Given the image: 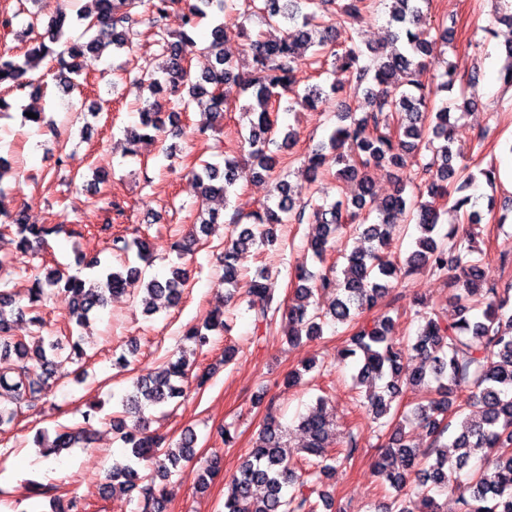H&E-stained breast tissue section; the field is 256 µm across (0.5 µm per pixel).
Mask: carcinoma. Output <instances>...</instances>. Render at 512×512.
Here are the masks:
<instances>
[{"instance_id":"1","label":"carcinoma","mask_w":512,"mask_h":512,"mask_svg":"<svg viewBox=\"0 0 512 512\" xmlns=\"http://www.w3.org/2000/svg\"><path fill=\"white\" fill-rule=\"evenodd\" d=\"M80 4L75 14L62 5L49 19L41 10L22 7L28 16L24 33H32L47 24V34L39 35L18 55L0 54V86L30 89V95L43 93V83L29 77L39 63L55 62V80L67 92L80 87V59L110 47L129 49L147 27L160 54L153 69H145L132 83L147 86L152 101L140 108L139 133L126 130L130 155L137 154L139 142L154 135L178 137L180 113L191 102L203 109L206 122L200 133L224 119L226 89L235 87L246 95L240 106L248 118V146L251 160L248 174L269 180L277 193L275 205H263L253 213V223L239 228L233 222L232 236L219 256L222 274L219 283L229 297L243 291L252 314L255 340L268 332L277 316L287 322L286 340L295 347L304 340L323 335L326 324L351 327L349 344L340 359L358 358L359 383H369L364 407L373 416L377 428L387 430L388 441L381 445L374 472L389 483L395 494L382 512H408L403 492L409 478L424 488L419 512H442L437 496L451 492L456 496L458 512H512V289H498L484 283L481 265L483 250L474 245V230L481 222L478 211L467 210L472 197L465 191L475 181L467 167L453 164L450 134L451 112L448 104L436 103L442 92L451 91L459 76L446 70L437 81L426 76V60L452 40L457 20L443 18L434 28L426 25L430 0H388L390 30L380 48L361 47L356 41L336 50V27L317 21V13L335 7L336 23H357L366 0H248L246 7L270 28L280 32L274 39L260 37L249 45L242 59L224 53L230 32L217 19L226 9L234 10L238 0H188L183 7V31L170 40L164 20L180 0H74ZM211 19L207 44L203 51L211 65L200 74L191 71L190 55L197 47L195 33L199 21ZM93 32L88 40L69 34L72 24ZM331 60V66L349 74L354 94H362L365 109L350 106L336 113L340 121L328 142L320 145L305 164L309 181L321 179L322 152H336L339 175L355 183L351 198L320 203H300L281 169V151L292 144V130L277 141L278 112L299 109L317 111L330 105L332 86L326 91L318 84L298 88L297 72L307 53ZM397 120L396 126L386 123ZM388 166L401 173L394 193L375 197L371 169ZM201 202V232L219 223L221 214L212 204H229L242 177L243 168L235 159L224 160V169L208 162L188 166ZM419 192L413 199L406 187ZM453 199L451 210L462 213L468 232L449 227L441 232L439 201ZM376 220L369 222L371 214ZM414 219L419 236L415 247L402 262L392 260L388 249L393 240L397 215ZM0 216L15 227L17 247L26 254L45 244L47 237L60 230L57 224H28L21 213L8 215L0 206ZM309 224L312 233L308 245L321 260L338 243L344 229L357 234L368 246L343 254L346 265L342 277L332 273L320 277L301 269L294 274L293 295L288 304L279 300L276 281L262 268L245 279L238 267L239 255L252 247L274 248L280 245L276 226ZM200 237L189 232L168 242L169 253L182 260L194 253ZM112 252L150 265L151 244L139 236L132 240L115 235ZM86 276L66 275L57 269L45 279L34 278L28 289V304L22 305L10 289H0V360H13L14 367L0 371V427L16 419L21 405L34 406L37 395L52 387L56 359L63 343L43 334L40 308L45 299L62 293L70 299L69 322L86 327L116 294L125 292L133 280H144L140 299L143 312L177 306L191 279L188 264L172 267L164 280L145 278V270L125 263L116 270L98 258L84 262ZM420 269L445 273L452 269L454 293L453 319L434 311H414L419 325L412 341L396 338L393 318L380 314L368 321L359 315L375 308L392 288L393 282ZM334 294L324 312L314 307L317 294ZM29 316L36 327L29 340L11 334L14 320ZM228 331L224 313H211L200 326L190 327L184 339L202 348L210 343V332ZM189 379L186 360L169 359L156 371L139 376L132 389L121 398L123 415L112 418V427L128 445L122 460H115L106 472V480L117 482L129 492H138L141 512H165L164 490L156 485L171 474L170 467L195 458L196 437L183 434L176 447L164 445V438L148 431L145 410L162 406L186 395ZM436 382L434 396L418 402L407 413L399 412L400 400L408 390L429 387ZM99 405L86 404L81 411L82 426L48 439L39 431L35 444L42 455L58 457L78 444L88 442L97 420ZM423 428L430 444L417 448L408 443L407 426ZM330 419L327 399L301 417L299 430L306 442L301 451L315 461L304 475L291 468L285 430L272 415L267 416L251 451L229 479L224 497V512H319L332 507V498L324 490L323 478L346 465L357 451L353 436L345 437V448L331 453L328 448ZM454 453H448V449ZM485 457L479 467H470L475 452Z\"/></svg>"}]
</instances>
